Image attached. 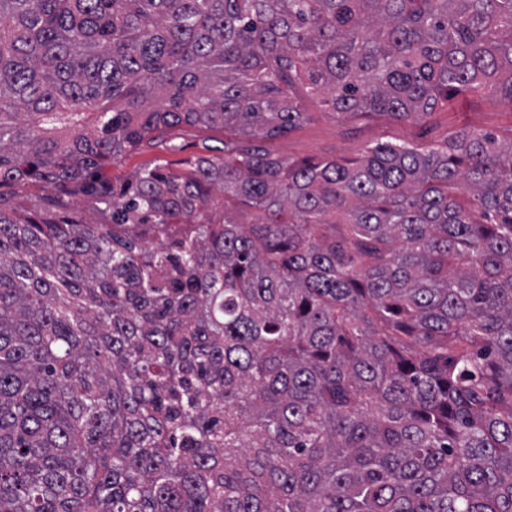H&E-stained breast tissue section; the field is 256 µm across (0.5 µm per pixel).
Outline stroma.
<instances>
[{
    "label": "stroma",
    "instance_id": "obj_1",
    "mask_svg": "<svg viewBox=\"0 0 512 512\" xmlns=\"http://www.w3.org/2000/svg\"><path fill=\"white\" fill-rule=\"evenodd\" d=\"M303 104L306 119L270 142L277 154L292 161L353 160L378 141L413 145L443 143L463 128L492 132L504 142L512 140V111L482 91L461 94L425 118L407 121H397L384 114L344 117L316 98L304 99ZM233 137L229 130L177 127L157 142L128 154L121 163L108 168L106 175L113 184L120 186L132 181L135 173L147 165L179 171L188 160L199 156L222 157L225 142Z\"/></svg>",
    "mask_w": 512,
    "mask_h": 512
}]
</instances>
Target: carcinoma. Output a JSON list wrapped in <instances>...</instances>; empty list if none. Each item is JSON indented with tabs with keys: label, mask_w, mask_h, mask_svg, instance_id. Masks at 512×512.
<instances>
[{
	"label": "carcinoma",
	"mask_w": 512,
	"mask_h": 512,
	"mask_svg": "<svg viewBox=\"0 0 512 512\" xmlns=\"http://www.w3.org/2000/svg\"><path fill=\"white\" fill-rule=\"evenodd\" d=\"M483 89L512 0H0V512H512V142L263 145ZM181 125L238 138L104 175ZM4 190L10 192L12 204L19 212H41L48 207L49 199L56 195V191L51 187ZM99 206L103 205L96 203L92 197H78L70 202L62 216L70 221L78 222L96 219Z\"/></svg>",
	"instance_id": "obj_1"
}]
</instances>
